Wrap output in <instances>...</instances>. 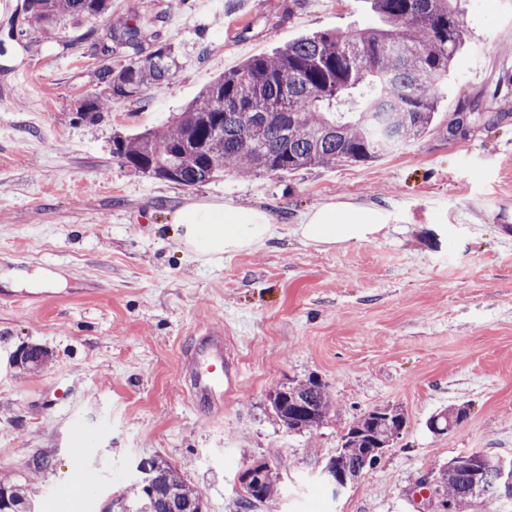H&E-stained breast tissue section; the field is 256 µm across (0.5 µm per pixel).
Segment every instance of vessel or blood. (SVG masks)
Wrapping results in <instances>:
<instances>
[{
	"label": "vessel or blood",
	"instance_id": "b4317fda",
	"mask_svg": "<svg viewBox=\"0 0 512 512\" xmlns=\"http://www.w3.org/2000/svg\"><path fill=\"white\" fill-rule=\"evenodd\" d=\"M191 358L194 367L189 375L188 387L193 404L212 415L221 412L224 393L232 389L237 377L236 370L224 363L223 336L206 332Z\"/></svg>",
	"mask_w": 512,
	"mask_h": 512
}]
</instances>
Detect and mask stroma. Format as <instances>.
<instances>
[{
    "instance_id": "35a3bbf8",
    "label": "stroma",
    "mask_w": 512,
    "mask_h": 512,
    "mask_svg": "<svg viewBox=\"0 0 512 512\" xmlns=\"http://www.w3.org/2000/svg\"><path fill=\"white\" fill-rule=\"evenodd\" d=\"M23 0L0 8V481L35 512H104L131 496L142 457L158 455L197 488L206 512H242L239 476L265 462L279 491L250 512H437L431 481L479 449L512 458V0H452L467 30L428 132L369 163L283 174H224L194 188L134 172L112 137L161 125L247 59L324 30L373 24L371 0H112L155 20L179 67L138 99L80 120L99 90V21L60 38L26 32ZM465 116L466 129L449 126ZM211 202L262 209L279 235L221 259L179 240L175 213ZM336 203L389 217L367 240L332 248L294 229ZM60 274L43 285L35 274ZM224 336L239 377L211 418L194 408L188 361L206 330ZM319 378L335 408L289 431L276 387ZM451 431L428 418L456 405ZM393 406L405 426L340 493L322 470L357 417ZM52 467L31 477L32 455ZM86 486L67 491L74 466Z\"/></svg>"
}]
</instances>
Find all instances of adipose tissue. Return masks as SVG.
Masks as SVG:
<instances>
[{"label":"adipose tissue","mask_w":512,"mask_h":512,"mask_svg":"<svg viewBox=\"0 0 512 512\" xmlns=\"http://www.w3.org/2000/svg\"><path fill=\"white\" fill-rule=\"evenodd\" d=\"M180 241L189 251L202 256L220 257L253 250L266 245L277 235L270 213L209 202H192L176 214ZM387 217L381 213L366 214L330 203L308 214L297 225L296 235L315 245H333L349 240L365 239L379 233Z\"/></svg>","instance_id":"ef3b65f1"}]
</instances>
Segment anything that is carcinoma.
Listing matches in <instances>:
<instances>
[{
  "mask_svg": "<svg viewBox=\"0 0 512 512\" xmlns=\"http://www.w3.org/2000/svg\"><path fill=\"white\" fill-rule=\"evenodd\" d=\"M112 0H25L30 27L55 33L64 19L110 16ZM451 0H373L378 24L350 31L302 37L272 55L253 57L215 80L161 128L132 138L115 136L112 153L134 170L184 188L224 172L288 173L339 161L369 162L420 139L432 125L437 96L465 43L463 23ZM112 48L132 51L137 60L100 68V90L85 98L80 115L95 120L116 98H139L172 78L178 62L172 46L148 33L135 16L116 17L108 27ZM43 347L25 346L21 364L40 369ZM269 406L292 431L320 426L333 410L325 385L310 379L279 387ZM467 417L457 405L432 416L430 430L443 433ZM404 425L395 408H377L356 419L329 459L347 481L377 463ZM156 481L139 486L130 512H205L201 492L179 469L157 456L140 460ZM512 474V458L482 451L440 468L436 494L443 512H512V495L499 491L501 469ZM277 492L266 471L257 494L242 497L249 510ZM22 488L0 490V512H30Z\"/></svg>",
  "mask_w": 512,
  "mask_h": 512,
  "instance_id": "cac0c4a2",
  "label": "carcinoma"
}]
</instances>
